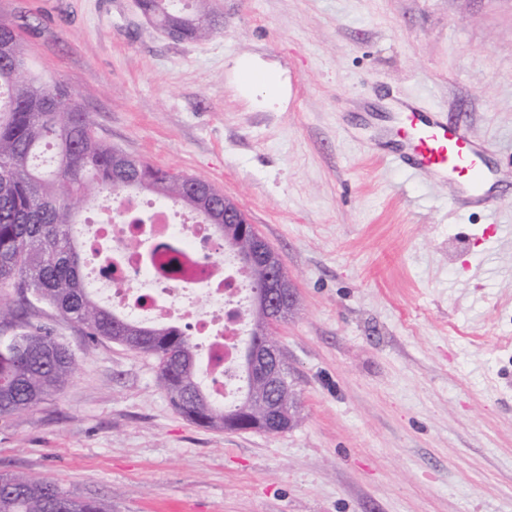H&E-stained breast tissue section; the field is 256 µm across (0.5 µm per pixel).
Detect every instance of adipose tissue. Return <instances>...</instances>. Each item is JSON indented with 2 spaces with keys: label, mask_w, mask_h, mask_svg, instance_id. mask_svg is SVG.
<instances>
[{
  "label": "adipose tissue",
  "mask_w": 512,
  "mask_h": 512,
  "mask_svg": "<svg viewBox=\"0 0 512 512\" xmlns=\"http://www.w3.org/2000/svg\"><path fill=\"white\" fill-rule=\"evenodd\" d=\"M236 94L259 108L282 110L288 104L289 86L283 71L256 56H240L230 69Z\"/></svg>",
  "instance_id": "adipose-tissue-1"
}]
</instances>
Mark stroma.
<instances>
[{
	"instance_id": "1",
	"label": "stroma",
	"mask_w": 512,
	"mask_h": 512,
	"mask_svg": "<svg viewBox=\"0 0 512 512\" xmlns=\"http://www.w3.org/2000/svg\"><path fill=\"white\" fill-rule=\"evenodd\" d=\"M173 42L135 0H0L27 73L75 93L98 136L209 181L277 250L297 311L273 328L300 420L198 426L156 357L57 317L71 381L0 419V475L107 512H512V0H213ZM285 71L249 106L229 61ZM398 101L485 140L502 202L380 163L367 112ZM231 86L236 94L259 108L283 110L289 86L283 71L258 56H240L232 61Z\"/></svg>"
}]
</instances>
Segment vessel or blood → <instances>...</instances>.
Masks as SVG:
<instances>
[{
    "instance_id": "1",
    "label": "vessel or blood",
    "mask_w": 512,
    "mask_h": 512,
    "mask_svg": "<svg viewBox=\"0 0 512 512\" xmlns=\"http://www.w3.org/2000/svg\"><path fill=\"white\" fill-rule=\"evenodd\" d=\"M396 131L391 162L450 181L460 204L482 205L496 198V173L488 160L486 141L463 126L448 124L441 113L410 108L390 118Z\"/></svg>"
}]
</instances>
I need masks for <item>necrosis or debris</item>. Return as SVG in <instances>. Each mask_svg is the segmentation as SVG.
<instances>
[{
	"label": "necrosis or debris",
	"mask_w": 512,
	"mask_h": 512,
	"mask_svg": "<svg viewBox=\"0 0 512 512\" xmlns=\"http://www.w3.org/2000/svg\"><path fill=\"white\" fill-rule=\"evenodd\" d=\"M99 254L92 281L105 300L145 323L186 322L200 359V382L218 402L238 392L237 345L246 322L250 282L212 225L138 196H124L108 217H92L83 234Z\"/></svg>",
	"instance_id": "1"
}]
</instances>
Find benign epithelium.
<instances>
[{"instance_id":"obj_1","label":"benign epithelium","mask_w":512,"mask_h":512,"mask_svg":"<svg viewBox=\"0 0 512 512\" xmlns=\"http://www.w3.org/2000/svg\"><path fill=\"white\" fill-rule=\"evenodd\" d=\"M239 206L231 200H224V223L231 225L234 235L251 239L252 250L239 255L245 266L259 267L268 272L267 284L264 290L254 293L251 309L270 316L278 317L282 311V301L294 305L297 301V291L291 281L279 275L283 265L280 254L257 232L255 226L248 221L239 219ZM283 356L278 345L266 338L259 342L250 339L245 351V365L248 370L258 371L269 389L278 387L285 377ZM297 410L293 402H287L273 395L266 402L261 418L257 420L243 418L234 421L235 428L241 431L259 430L268 432L271 429L289 428L293 425Z\"/></svg>"}]
</instances>
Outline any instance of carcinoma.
<instances>
[{
  "label": "carcinoma",
  "instance_id": "1",
  "mask_svg": "<svg viewBox=\"0 0 512 512\" xmlns=\"http://www.w3.org/2000/svg\"><path fill=\"white\" fill-rule=\"evenodd\" d=\"M208 0H143L154 27L181 24L183 39L198 40L222 25L205 11ZM26 60L16 26L0 22V288H12L22 307L0 304V418L32 408L73 376L74 358L47 321H33V304H43L84 327L86 335L155 355L157 380L172 406L192 422L224 428V418L257 415L270 391L256 379L224 408L200 391L189 390L198 377L195 342L174 326L130 321L96 298L81 261L77 208L95 192L119 194L127 182L144 181L158 201L189 209L203 196H221L208 182L126 160L117 173L120 150L95 133L89 113L75 95L56 84L24 75ZM0 512H106L98 500L72 496L57 484L24 475H0Z\"/></svg>",
  "mask_w": 512,
  "mask_h": 512
}]
</instances>
